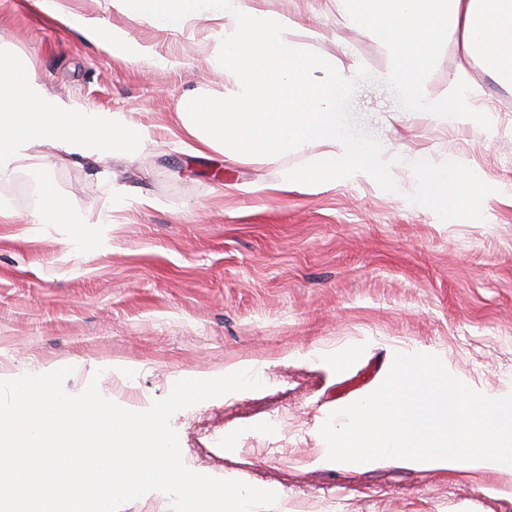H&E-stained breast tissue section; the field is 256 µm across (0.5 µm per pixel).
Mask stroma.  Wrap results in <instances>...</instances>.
I'll use <instances>...</instances> for the list:
<instances>
[{"instance_id": "35a3bbf8", "label": "stroma", "mask_w": 512, "mask_h": 512, "mask_svg": "<svg viewBox=\"0 0 512 512\" xmlns=\"http://www.w3.org/2000/svg\"><path fill=\"white\" fill-rule=\"evenodd\" d=\"M79 15L126 29L180 68L153 71L96 50L25 0H0V44L26 59L65 102L122 112L156 143L103 162H61L47 146L0 198V380L73 367L68 393L97 381L106 399L142 411L171 384L261 362V389L209 399L171 419L194 472L277 492L268 512H512V474L381 466L349 473L316 460L330 413L372 393L394 352L424 348L453 376L492 398L512 393V89L468 67L470 105L456 112L454 48L427 82L443 114L412 117L395 136L479 174L472 222L422 202L406 163L381 183L278 190L284 169L308 163L226 165L172 135L186 93L222 91L197 28L169 33L130 21L111 0H62ZM301 15L315 50L348 40L367 67L343 104L355 133L382 137L385 112L406 108L382 83L386 59L369 35L342 28L329 0H263ZM52 186L90 218L112 213L108 244L71 251L68 226L37 224L25 189ZM123 199L113 205V196ZM135 364L134 375L113 372Z\"/></svg>"}]
</instances>
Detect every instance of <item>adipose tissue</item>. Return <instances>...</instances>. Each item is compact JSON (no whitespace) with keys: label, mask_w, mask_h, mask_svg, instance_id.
<instances>
[{"label":"adipose tissue","mask_w":512,"mask_h":512,"mask_svg":"<svg viewBox=\"0 0 512 512\" xmlns=\"http://www.w3.org/2000/svg\"><path fill=\"white\" fill-rule=\"evenodd\" d=\"M344 28L365 32L387 56L381 74L404 88L417 114L444 112L426 77L437 57L455 45L464 65L480 61L497 80L512 85V0H333ZM40 14L61 28L76 30L111 57L144 61L165 70L179 67L175 57H158L125 29L95 16L67 11L61 0H30ZM135 22L177 32L207 21L216 42L213 62L224 73L218 95L185 94L179 103V134L199 155L217 152L226 162L274 164L293 151L312 150L304 167L286 170L279 190L333 185L339 181L386 180L397 162L385 139L351 135L339 110L364 63L349 43L310 53L314 31L256 0H112ZM150 132L133 127L119 112H98L64 102L30 74L21 57L0 49V178L11 175L37 146L62 149L67 159H102L144 152ZM408 168L421 196L432 208L470 222L468 194L481 186L474 172L456 162L432 165L426 155L410 156ZM44 224L83 227L74 239L82 246L104 244L109 215L89 220L69 198L44 186L37 207Z\"/></svg>","instance_id":"adipose-tissue-1"}]
</instances>
